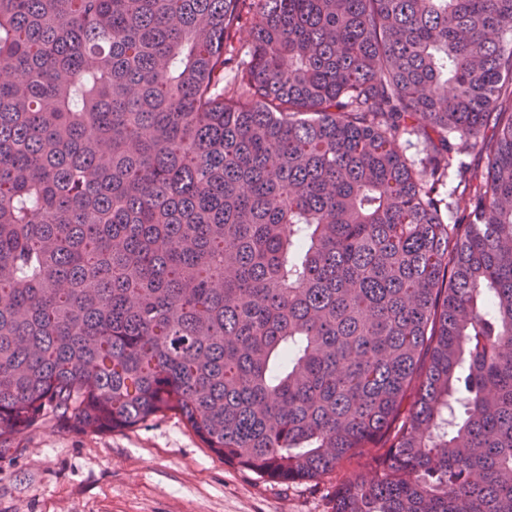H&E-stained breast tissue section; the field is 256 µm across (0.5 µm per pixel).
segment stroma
<instances>
[{
	"mask_svg": "<svg viewBox=\"0 0 512 512\" xmlns=\"http://www.w3.org/2000/svg\"><path fill=\"white\" fill-rule=\"evenodd\" d=\"M0 458V512H333L336 487L373 448L323 479L272 482L224 464L172 411L130 429L74 430L49 417Z\"/></svg>",
	"mask_w": 512,
	"mask_h": 512,
	"instance_id": "35a3bbf8",
	"label": "stroma"
}]
</instances>
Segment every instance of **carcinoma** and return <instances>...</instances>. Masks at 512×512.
Returning <instances> with one entry per match:
<instances>
[{
  "label": "carcinoma",
  "mask_w": 512,
  "mask_h": 512,
  "mask_svg": "<svg viewBox=\"0 0 512 512\" xmlns=\"http://www.w3.org/2000/svg\"><path fill=\"white\" fill-rule=\"evenodd\" d=\"M508 36L512 0H0V456L175 411L288 481L381 445L333 512H512Z\"/></svg>",
  "instance_id": "cac0c4a2"
}]
</instances>
